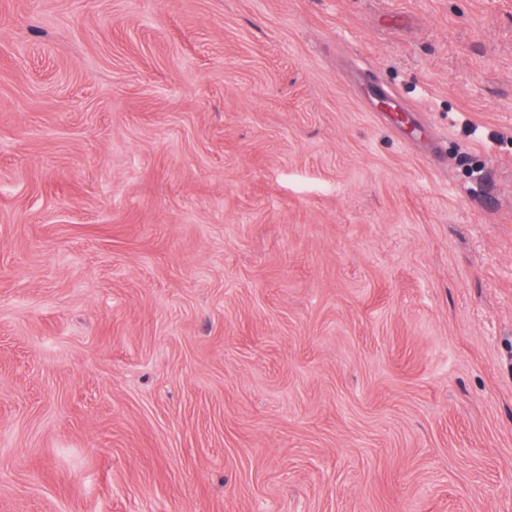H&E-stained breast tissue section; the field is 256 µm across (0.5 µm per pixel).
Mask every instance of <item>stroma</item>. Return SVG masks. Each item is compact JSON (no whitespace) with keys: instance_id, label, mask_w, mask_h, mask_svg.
Returning <instances> with one entry per match:
<instances>
[{"instance_id":"35a3bbf8","label":"stroma","mask_w":512,"mask_h":512,"mask_svg":"<svg viewBox=\"0 0 512 512\" xmlns=\"http://www.w3.org/2000/svg\"><path fill=\"white\" fill-rule=\"evenodd\" d=\"M0 512H512V0H0Z\"/></svg>"}]
</instances>
